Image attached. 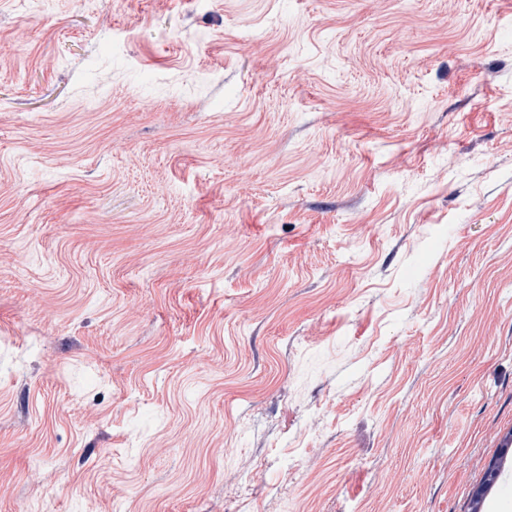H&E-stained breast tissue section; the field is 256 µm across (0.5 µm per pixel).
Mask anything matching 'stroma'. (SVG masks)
<instances>
[{
  "label": "stroma",
  "mask_w": 512,
  "mask_h": 512,
  "mask_svg": "<svg viewBox=\"0 0 512 512\" xmlns=\"http://www.w3.org/2000/svg\"><path fill=\"white\" fill-rule=\"evenodd\" d=\"M512 430V0H0V512H469Z\"/></svg>",
  "instance_id": "35a3bbf8"
}]
</instances>
